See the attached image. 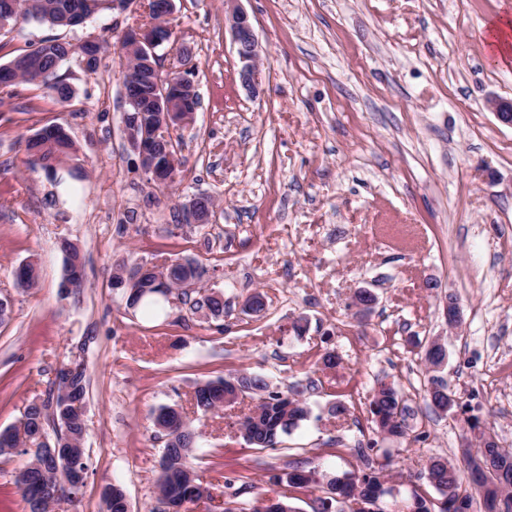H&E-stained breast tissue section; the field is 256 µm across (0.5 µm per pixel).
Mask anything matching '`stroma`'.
I'll return each mask as SVG.
<instances>
[{"label":"stroma","instance_id":"1","mask_svg":"<svg viewBox=\"0 0 512 512\" xmlns=\"http://www.w3.org/2000/svg\"><path fill=\"white\" fill-rule=\"evenodd\" d=\"M175 4L170 24L199 105L189 126L170 130L180 167L168 189L139 167L122 127L120 39L148 21L145 5L71 29L0 31V65L46 38L102 46L96 70L73 58L60 66L70 102L41 85L0 88V431L46 398L60 366L83 364L87 380L85 483L53 512H104L113 484L130 512H152L165 445L153 417L164 406L198 436L210 496L191 512H224L234 487L255 502L295 468L357 470L354 446L372 439L389 450L402 496L426 491L429 459L461 464L471 436L462 417L428 407L436 377L512 450V127L489 106L512 99V59L492 60L483 38L490 21L512 17V0H241L262 48L254 97L238 81L224 0ZM54 124L74 141L81 179L52 180L28 161L25 139ZM194 195L214 200L212 223H183ZM66 239L85 274L67 294ZM177 258L203 267L194 290L223 294V317L176 299L149 316L111 286L117 269ZM26 262L39 269L29 289L13 274ZM362 289L376 296L363 319ZM256 293L265 310L245 313ZM436 337L448 350L437 372L422 359ZM328 351L336 369L321 367ZM242 372L308 407L276 447L238 437L251 400L194 406L198 385ZM382 380L411 407L414 443L377 438L368 405ZM24 461L0 456V512H28L16 485Z\"/></svg>","mask_w":512,"mask_h":512}]
</instances>
